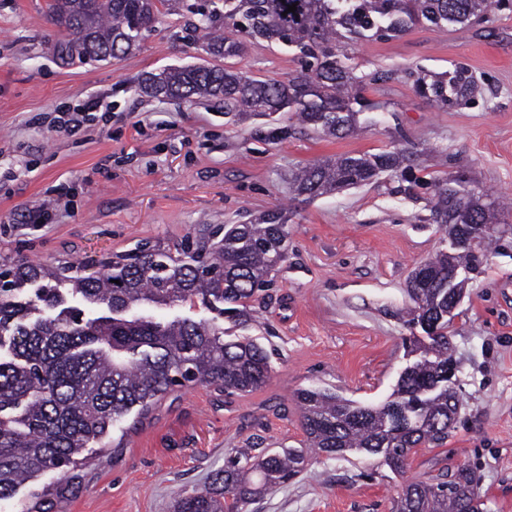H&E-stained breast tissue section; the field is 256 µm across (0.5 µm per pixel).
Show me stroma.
Listing matches in <instances>:
<instances>
[{
  "label": "stroma",
  "mask_w": 512,
  "mask_h": 512,
  "mask_svg": "<svg viewBox=\"0 0 512 512\" xmlns=\"http://www.w3.org/2000/svg\"><path fill=\"white\" fill-rule=\"evenodd\" d=\"M204 0H175L134 54L61 56L47 0H0V265L19 259L92 271L142 244L177 251L204 229L275 214L288 255L242 335L270 354V378L232 398L215 385L174 387L145 414L114 424L66 477L49 472L0 500V512H174L237 448L303 447L296 395L326 389L385 403L410 360L412 271L448 246L431 212L434 182L460 177L500 204V235L464 285L449 327L462 405L445 444L420 448L402 473L380 459L311 457L288 486L247 512H391L406 482L471 467L489 512H512V10L465 27H411L351 43L366 78L358 132L322 134L293 113L232 121L214 101L152 98L138 78L207 61L193 27ZM230 66L283 80L316 65L278 43L250 44ZM467 70L478 94L439 108L417 74ZM383 71L389 78L372 81ZM104 97L110 112L72 134L48 121ZM401 151L402 167L309 198L292 174L336 154ZM50 209L32 224L30 211Z\"/></svg>",
  "instance_id": "obj_1"
}]
</instances>
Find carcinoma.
Returning a JSON list of instances; mask_svg holds the SVG:
<instances>
[{"label":"carcinoma","instance_id":"cac0c4a2","mask_svg":"<svg viewBox=\"0 0 512 512\" xmlns=\"http://www.w3.org/2000/svg\"><path fill=\"white\" fill-rule=\"evenodd\" d=\"M172 0H50L52 22L71 39L61 52L97 61L140 47L137 26L148 31L169 12ZM197 11L196 29L211 33L231 23L243 37L214 36L215 58L244 54L251 40L281 43L316 60V69L285 80L255 79L231 66H186L150 73L139 82L151 97L217 99L224 114L270 117L294 112L328 135L355 127L353 105L362 103L363 82L344 64L349 42L398 37L416 24L466 26L483 17L493 0H210ZM296 10L288 11V6ZM419 92L436 106L475 91L462 69ZM400 151L338 156L307 166L293 177L299 195L316 197L366 184L403 163ZM431 208L436 220L463 235L474 224L499 223V213L460 179L437 180ZM493 234L460 249L455 262L476 271ZM286 225L272 218L226 224L224 236L201 238L174 256L159 245L118 257L106 271L78 273L71 266L17 261L0 266V346L9 337L10 358H0V499L47 472L65 477L91 444L105 445L113 424L143 413L175 386L219 385L224 395L261 388L270 371L268 351L245 336H230L215 320L175 317L160 321L138 313L143 306L194 302L245 326L251 303L285 261ZM420 282H408V324L429 342L414 338L418 357L402 371L391 399L359 405L319 389L297 394L308 447L329 458L350 452L380 458L401 473L416 449L448 440L460 397L448 387L454 363L448 340V259L439 251L423 263ZM102 307L108 314L83 318L68 299ZM302 448L253 453L240 448L224 468L193 492L179 496L175 512H245L267 491L304 469ZM391 512H486L475 472L460 466L407 483Z\"/></svg>","mask_w":512,"mask_h":512}]
</instances>
